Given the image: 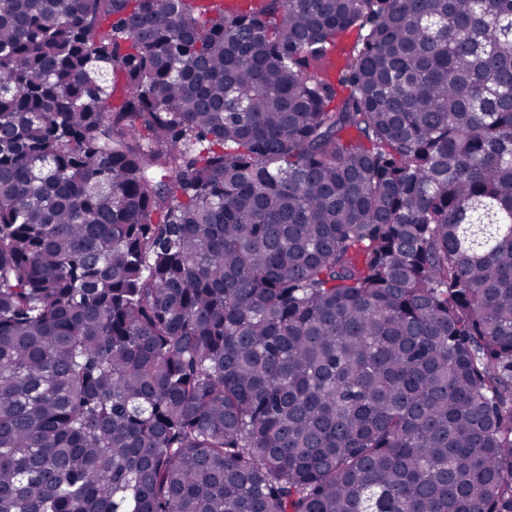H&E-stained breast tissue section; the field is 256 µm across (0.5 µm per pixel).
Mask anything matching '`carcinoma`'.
<instances>
[{"mask_svg":"<svg viewBox=\"0 0 512 512\" xmlns=\"http://www.w3.org/2000/svg\"><path fill=\"white\" fill-rule=\"evenodd\" d=\"M224 2L0 0V512H512V0Z\"/></svg>","mask_w":512,"mask_h":512,"instance_id":"1","label":"carcinoma"}]
</instances>
